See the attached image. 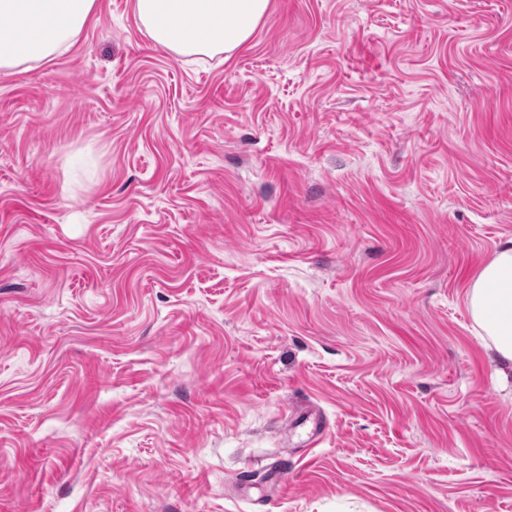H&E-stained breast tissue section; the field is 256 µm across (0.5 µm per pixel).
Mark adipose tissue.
Here are the masks:
<instances>
[{
  "instance_id": "adipose-tissue-1",
  "label": "adipose tissue",
  "mask_w": 512,
  "mask_h": 512,
  "mask_svg": "<svg viewBox=\"0 0 512 512\" xmlns=\"http://www.w3.org/2000/svg\"><path fill=\"white\" fill-rule=\"evenodd\" d=\"M269 0H135L139 23L177 57H214L247 44ZM95 0H0V69L50 59L74 43ZM475 323L512 363V238L501 244L467 292Z\"/></svg>"
}]
</instances>
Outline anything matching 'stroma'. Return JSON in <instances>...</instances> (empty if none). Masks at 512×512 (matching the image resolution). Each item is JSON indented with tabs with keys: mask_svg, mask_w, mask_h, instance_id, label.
Returning <instances> with one entry per match:
<instances>
[{
	"mask_svg": "<svg viewBox=\"0 0 512 512\" xmlns=\"http://www.w3.org/2000/svg\"><path fill=\"white\" fill-rule=\"evenodd\" d=\"M134 2L0 70V512H512L466 303L512 238V0H270L197 62Z\"/></svg>",
	"mask_w": 512,
	"mask_h": 512,
	"instance_id": "obj_1",
	"label": "stroma"
}]
</instances>
